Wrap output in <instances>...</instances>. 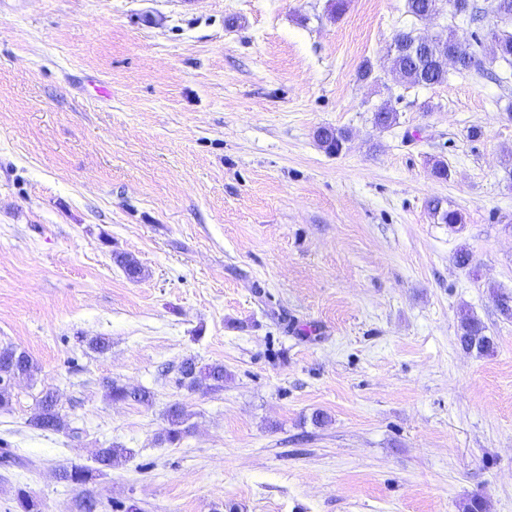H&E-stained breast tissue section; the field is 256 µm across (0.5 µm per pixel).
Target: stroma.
<instances>
[{"instance_id":"stroma-1","label":"stroma","mask_w":512,"mask_h":512,"mask_svg":"<svg viewBox=\"0 0 512 512\" xmlns=\"http://www.w3.org/2000/svg\"><path fill=\"white\" fill-rule=\"evenodd\" d=\"M474 4L475 21L418 22L406 0L339 18L329 0H0V346L38 366L0 409V512L21 488L41 512L86 495L461 512L476 493L512 512V318L494 299L512 293V68L494 0ZM412 27L453 32L486 73L402 83L388 50ZM322 126L350 132L340 155ZM465 310L492 352L459 345ZM189 358L222 364L223 387L181 386ZM111 381L152 404L110 400ZM47 391L57 432L30 423ZM175 403L189 430L172 445ZM111 444L131 457L97 471ZM75 465L86 485L58 479Z\"/></svg>"}]
</instances>
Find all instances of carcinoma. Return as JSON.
Listing matches in <instances>:
<instances>
[{"instance_id": "carcinoma-1", "label": "carcinoma", "mask_w": 512, "mask_h": 512, "mask_svg": "<svg viewBox=\"0 0 512 512\" xmlns=\"http://www.w3.org/2000/svg\"><path fill=\"white\" fill-rule=\"evenodd\" d=\"M453 0H407V12L417 19L429 17V13L438 10L442 5ZM496 47V58L512 66V31L498 30L492 32ZM396 47L391 51L393 70L405 82L414 86H433L448 80V53H458L456 71L468 72L481 65L476 55L458 43L452 34L429 38L414 29L401 31L394 37ZM374 123L379 128H390L397 123V113L382 107L374 113ZM316 139L321 148L329 154H340L348 142L347 132L331 127H321L316 131ZM429 209L437 220L443 224H461L463 215L457 210L442 207V202L433 200ZM458 342L462 349L480 354L493 349V341L485 335V327L481 321L470 314L460 318ZM37 371L33 359L24 351H17L12 346L0 347V380H6L15 373L31 377ZM181 382L189 390L201 387L219 388L224 384V366L221 364L198 365L193 359H186L180 366ZM108 397L113 401H133L149 405L153 402L154 393L147 388H128L115 382L108 385ZM169 427L163 435V441L174 444L184 433L187 418L184 408L174 404L167 410ZM30 424L41 430L58 431L63 426V419L57 408L54 393L48 391L40 399L37 412ZM125 448L107 446L98 450L97 462L104 468H110L126 457ZM58 478L70 485L86 484L91 478V471L73 466L59 471Z\"/></svg>"}]
</instances>
